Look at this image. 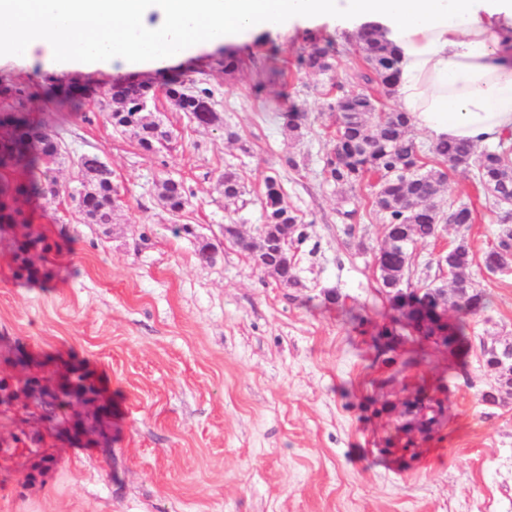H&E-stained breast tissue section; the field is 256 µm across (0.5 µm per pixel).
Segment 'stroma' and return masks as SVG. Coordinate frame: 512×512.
Masks as SVG:
<instances>
[{
	"instance_id": "35a3bbf8",
	"label": "stroma",
	"mask_w": 512,
	"mask_h": 512,
	"mask_svg": "<svg viewBox=\"0 0 512 512\" xmlns=\"http://www.w3.org/2000/svg\"><path fill=\"white\" fill-rule=\"evenodd\" d=\"M317 30L337 41L324 74L297 70L300 26L249 39L255 61L231 76L220 45L134 69L141 80L187 71L211 89L218 115L203 127L159 96L155 113L174 140L153 154L108 119L113 73L0 59V82L54 74L96 88L78 114L39 97L27 108L67 147L51 178L77 188L74 161L90 152L119 191L105 225L85 223L64 194L28 204L31 231L51 246L33 276L19 269L15 233H0V512H512V402L483 401L495 375L481 354L512 340V273L489 276L478 262L470 271L490 305L470 319L466 368L401 324L393 350L378 352L393 310L377 280L373 187L344 191L322 173L327 94L359 54L341 27ZM274 47L273 62L295 70L288 84L259 80ZM285 95L307 116L297 137L274 109ZM289 154L297 168L284 164ZM227 168L244 180L232 214ZM269 175L309 225L294 287L224 241L230 221L255 235ZM167 177L191 191L181 220L217 245L213 263L199 261L196 236L174 234L179 219L158 200ZM460 203L474 210L468 235L482 254L497 231L492 205L459 169L440 205ZM352 209L350 236L341 213ZM75 371L93 394L46 414L29 380L52 388ZM417 396L441 401L440 424L428 425L430 410L408 412Z\"/></svg>"
}]
</instances>
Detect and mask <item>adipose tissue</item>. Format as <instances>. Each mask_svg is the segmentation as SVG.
<instances>
[{
	"instance_id": "adipose-tissue-1",
	"label": "adipose tissue",
	"mask_w": 512,
	"mask_h": 512,
	"mask_svg": "<svg viewBox=\"0 0 512 512\" xmlns=\"http://www.w3.org/2000/svg\"><path fill=\"white\" fill-rule=\"evenodd\" d=\"M377 24L400 55L397 97L433 138L512 133V0H0V57L130 69L296 21Z\"/></svg>"
}]
</instances>
